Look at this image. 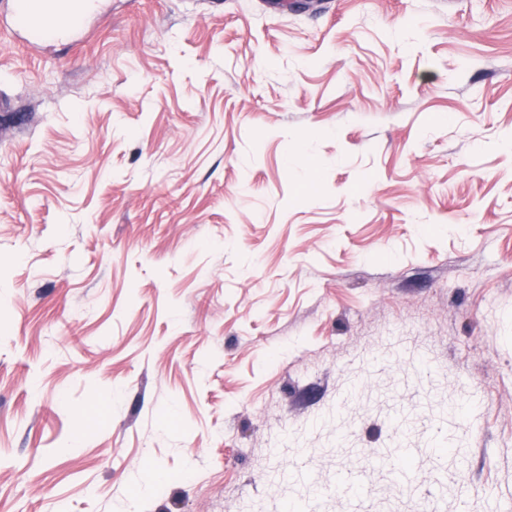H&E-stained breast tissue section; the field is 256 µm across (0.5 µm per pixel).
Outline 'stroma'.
<instances>
[{"label": "stroma", "instance_id": "obj_1", "mask_svg": "<svg viewBox=\"0 0 512 512\" xmlns=\"http://www.w3.org/2000/svg\"><path fill=\"white\" fill-rule=\"evenodd\" d=\"M96 2L0 34V512H282L276 467L352 470L319 512L512 502V0ZM392 326L479 395L440 500L427 427L407 492L332 451L392 438L329 416ZM54 0H41V9L28 22L30 30L37 34H43L49 31L59 32L61 29H67L75 16V12L60 13Z\"/></svg>", "mask_w": 512, "mask_h": 512}]
</instances>
